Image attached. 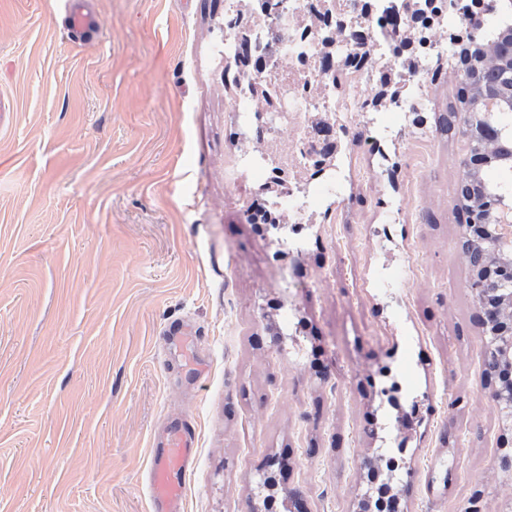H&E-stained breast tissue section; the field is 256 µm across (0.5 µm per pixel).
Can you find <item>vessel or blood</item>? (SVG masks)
<instances>
[{"instance_id":"vessel-or-blood-1","label":"vessel or blood","mask_w":512,"mask_h":512,"mask_svg":"<svg viewBox=\"0 0 512 512\" xmlns=\"http://www.w3.org/2000/svg\"><path fill=\"white\" fill-rule=\"evenodd\" d=\"M68 31L79 36L101 26L98 16L76 9L67 11ZM197 434L190 423L171 426L152 444L147 473L152 512H183L187 480L195 459Z\"/></svg>"}]
</instances>
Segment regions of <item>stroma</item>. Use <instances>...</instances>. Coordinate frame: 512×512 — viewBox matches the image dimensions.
Wrapping results in <instances>:
<instances>
[{"label":"stroma","mask_w":512,"mask_h":512,"mask_svg":"<svg viewBox=\"0 0 512 512\" xmlns=\"http://www.w3.org/2000/svg\"><path fill=\"white\" fill-rule=\"evenodd\" d=\"M0 0V512H151V441L197 429L185 512L265 509L257 471L307 512H356L401 441L399 512H504L512 422L458 240L468 139L419 112L344 113L278 229L224 92L227 0ZM199 331L187 350L172 323ZM451 482H444L445 473ZM66 6L68 31L71 36H79L101 27V19L71 7L72 0L63 1ZM484 376L490 380L492 391L490 392L491 399L498 405V407L505 413L506 417L512 418V380L509 383H504L501 376L492 372H485Z\"/></svg>","instance_id":"obj_1"}]
</instances>
